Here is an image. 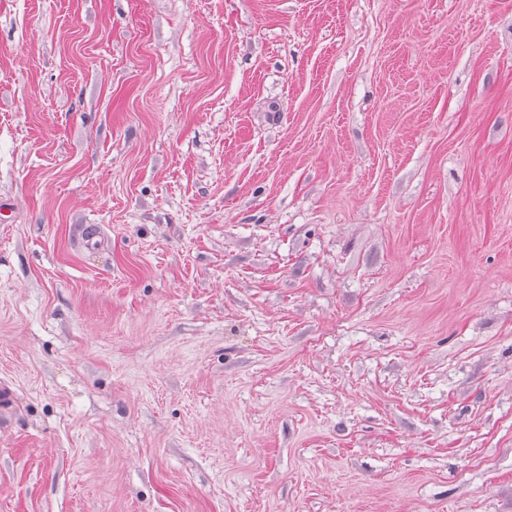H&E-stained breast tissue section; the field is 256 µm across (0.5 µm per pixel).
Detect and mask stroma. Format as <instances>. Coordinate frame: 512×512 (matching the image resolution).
I'll return each instance as SVG.
<instances>
[{
    "instance_id": "35a3bbf8",
    "label": "stroma",
    "mask_w": 512,
    "mask_h": 512,
    "mask_svg": "<svg viewBox=\"0 0 512 512\" xmlns=\"http://www.w3.org/2000/svg\"><path fill=\"white\" fill-rule=\"evenodd\" d=\"M0 512H512V0H0Z\"/></svg>"
}]
</instances>
